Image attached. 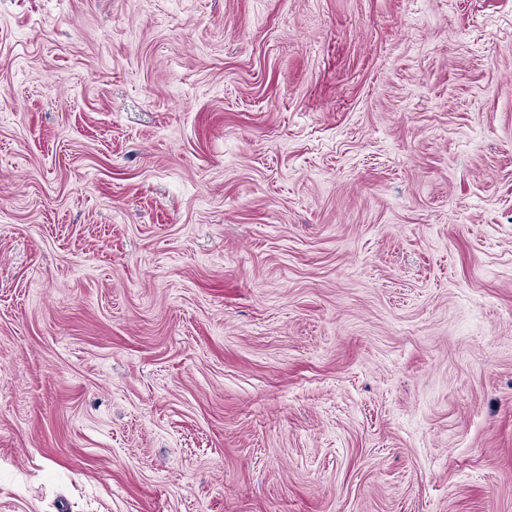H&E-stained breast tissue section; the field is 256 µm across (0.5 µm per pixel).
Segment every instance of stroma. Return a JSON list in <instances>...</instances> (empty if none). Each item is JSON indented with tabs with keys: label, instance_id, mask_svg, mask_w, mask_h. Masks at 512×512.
<instances>
[{
	"label": "stroma",
	"instance_id": "stroma-1",
	"mask_svg": "<svg viewBox=\"0 0 512 512\" xmlns=\"http://www.w3.org/2000/svg\"><path fill=\"white\" fill-rule=\"evenodd\" d=\"M0 512H512V0H0Z\"/></svg>",
	"mask_w": 512,
	"mask_h": 512
}]
</instances>
